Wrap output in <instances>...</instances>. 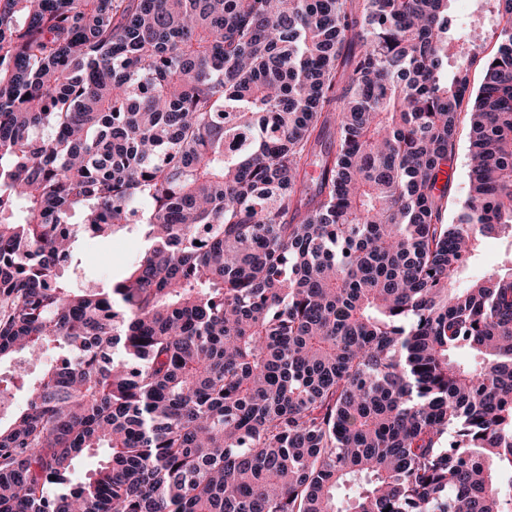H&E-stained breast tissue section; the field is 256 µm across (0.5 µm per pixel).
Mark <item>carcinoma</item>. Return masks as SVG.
Instances as JSON below:
<instances>
[{"label":"carcinoma","instance_id":"cac0c4a2","mask_svg":"<svg viewBox=\"0 0 512 512\" xmlns=\"http://www.w3.org/2000/svg\"><path fill=\"white\" fill-rule=\"evenodd\" d=\"M449 2L0 0V512H512V0L475 92ZM467 109L462 111L459 132L453 164L449 167L448 182L450 192L448 196L447 221L456 220L460 203L466 198L469 188L468 153H469V119ZM146 248V242L135 233H118L109 238H91L80 234L74 245L77 255L90 253V261L78 271V283L84 286L109 280H120ZM500 252L501 245L498 240H487L479 260L468 268V278L466 280L477 279L487 270L495 266L499 261Z\"/></svg>","mask_w":512,"mask_h":512}]
</instances>
